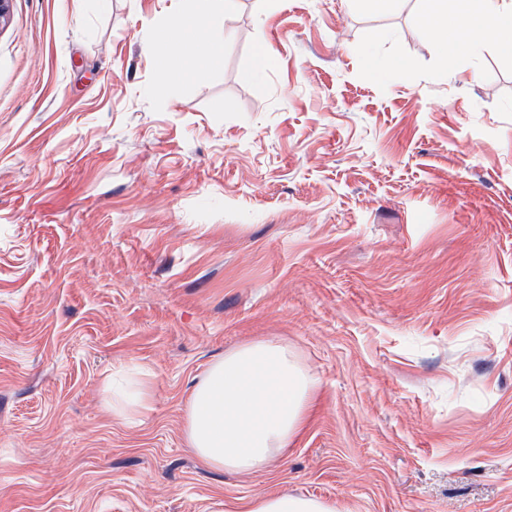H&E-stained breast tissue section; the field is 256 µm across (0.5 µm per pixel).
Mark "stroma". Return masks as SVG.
I'll use <instances>...</instances> for the list:
<instances>
[{"label":"stroma","mask_w":512,"mask_h":512,"mask_svg":"<svg viewBox=\"0 0 512 512\" xmlns=\"http://www.w3.org/2000/svg\"><path fill=\"white\" fill-rule=\"evenodd\" d=\"M200 10L222 61L160 81L158 30ZM267 338L317 372L310 418L265 469H209L189 393ZM136 373L151 408L125 421L105 383ZM273 493L512 512V55L437 43L415 0H11L0 512Z\"/></svg>","instance_id":"stroma-1"}]
</instances>
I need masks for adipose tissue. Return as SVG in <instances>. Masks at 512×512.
<instances>
[{"instance_id": "adipose-tissue-1", "label": "adipose tissue", "mask_w": 512, "mask_h": 512, "mask_svg": "<svg viewBox=\"0 0 512 512\" xmlns=\"http://www.w3.org/2000/svg\"><path fill=\"white\" fill-rule=\"evenodd\" d=\"M429 35L444 41L456 18L473 33L493 31L499 48L512 53V0H418ZM224 32L202 15L183 14L156 37L160 78H169L168 56L187 52L197 71L223 57ZM319 388L286 343L260 339L213 362L195 383L184 407V434L204 466L248 474L262 469L299 436ZM244 512H336L322 500L288 494L249 500Z\"/></svg>"}]
</instances>
